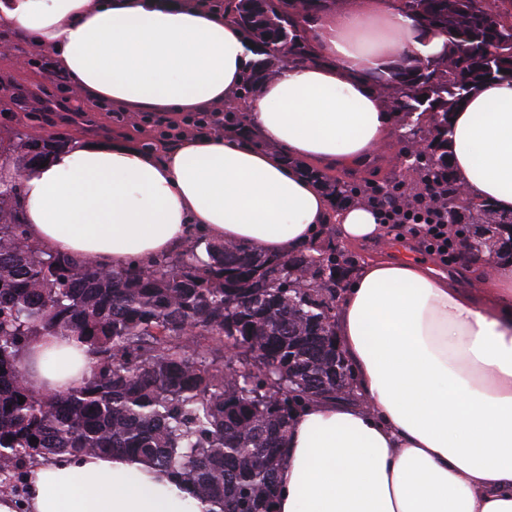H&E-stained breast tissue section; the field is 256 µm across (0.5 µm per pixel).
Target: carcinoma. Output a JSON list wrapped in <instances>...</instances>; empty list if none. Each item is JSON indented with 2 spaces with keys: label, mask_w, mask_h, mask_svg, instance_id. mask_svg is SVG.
Here are the masks:
<instances>
[{
  "label": "carcinoma",
  "mask_w": 512,
  "mask_h": 512,
  "mask_svg": "<svg viewBox=\"0 0 512 512\" xmlns=\"http://www.w3.org/2000/svg\"><path fill=\"white\" fill-rule=\"evenodd\" d=\"M420 26L448 36L451 52L418 58L378 80L394 110L430 141L414 178L308 175L343 203L419 206L502 252L512 217L487 203L462 217L447 154L448 112L481 82L512 77V14L497 0H401ZM295 0H237L233 22L265 52L263 76L315 60L297 28ZM0 168L29 166L67 140L9 138ZM20 185L0 178V487L37 456L134 453L193 488L219 512H275L281 441L293 413L336 397L350 368L336 347L337 288L353 260L328 247L272 257L235 244L195 242L176 255L107 272L30 242ZM204 248L205 255L198 253ZM73 336L89 348L91 377L51 398L21 368L33 336ZM37 441L30 442L31 438Z\"/></svg>",
  "instance_id": "obj_1"
}]
</instances>
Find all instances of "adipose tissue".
<instances>
[{
	"label": "adipose tissue",
	"mask_w": 512,
	"mask_h": 512,
	"mask_svg": "<svg viewBox=\"0 0 512 512\" xmlns=\"http://www.w3.org/2000/svg\"><path fill=\"white\" fill-rule=\"evenodd\" d=\"M315 62L281 67L225 127L144 150L124 135L71 137L20 177L29 240L106 270L202 236L286 256L328 225L359 245L386 233L376 209L337 208L308 170L357 172L403 124L377 73L442 54L394 0L306 11ZM0 33L51 57L85 104L179 120L222 113L256 54L206 0H0ZM448 156L473 200L512 212V78L485 81L448 115ZM477 288L427 262L373 259L346 288L336 342L356 396L297 412L283 442L276 512H512V258ZM75 339L43 333L23 368L41 394L91 375ZM23 503L0 512H203L189 484L140 458H41Z\"/></svg>",
	"instance_id": "obj_1"
}]
</instances>
